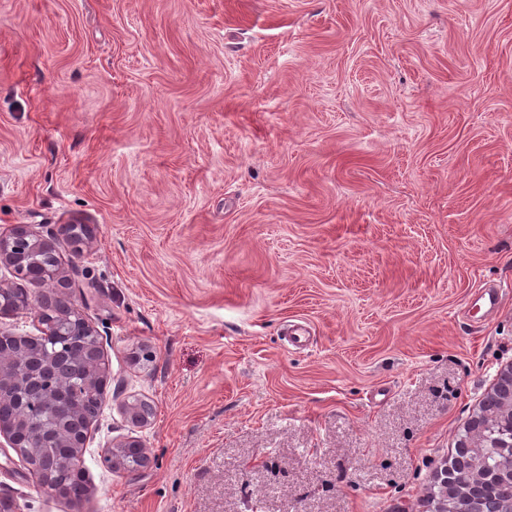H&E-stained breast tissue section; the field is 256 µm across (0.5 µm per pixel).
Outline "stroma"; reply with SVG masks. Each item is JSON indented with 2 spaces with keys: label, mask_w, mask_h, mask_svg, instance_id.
<instances>
[{
  "label": "stroma",
  "mask_w": 512,
  "mask_h": 512,
  "mask_svg": "<svg viewBox=\"0 0 512 512\" xmlns=\"http://www.w3.org/2000/svg\"><path fill=\"white\" fill-rule=\"evenodd\" d=\"M15 224L95 227L111 378L90 497L0 451L17 512H427L512 363V0H0ZM122 410L131 424L137 428L150 426L154 418V408L145 400L124 403ZM104 460L112 469L126 473H135L149 463L146 448L137 437H128L105 448Z\"/></svg>",
  "instance_id": "1"
}]
</instances>
